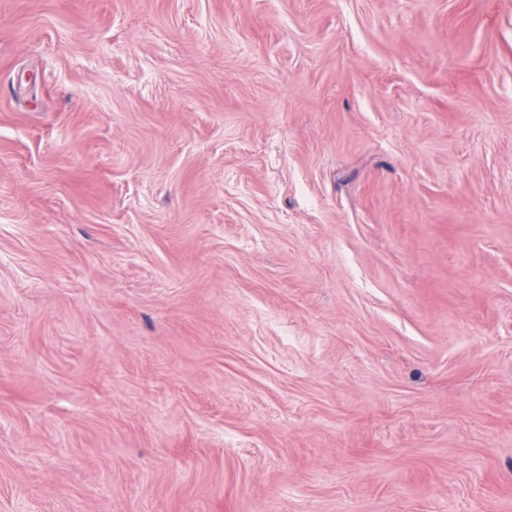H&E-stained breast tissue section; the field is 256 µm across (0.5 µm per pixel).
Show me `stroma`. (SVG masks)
Segmentation results:
<instances>
[{"label":"stroma","mask_w":512,"mask_h":512,"mask_svg":"<svg viewBox=\"0 0 512 512\" xmlns=\"http://www.w3.org/2000/svg\"><path fill=\"white\" fill-rule=\"evenodd\" d=\"M0 512H512V0H0Z\"/></svg>","instance_id":"35a3bbf8"}]
</instances>
